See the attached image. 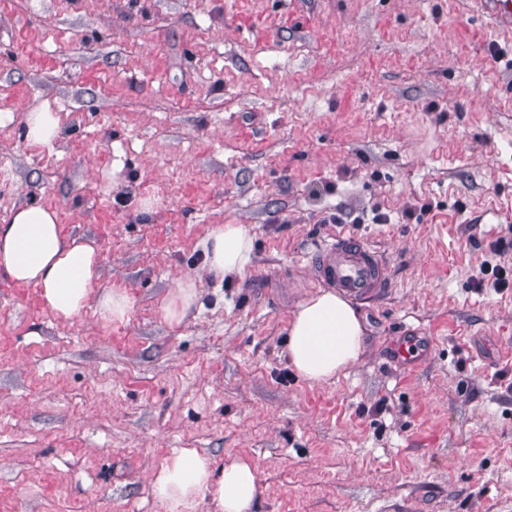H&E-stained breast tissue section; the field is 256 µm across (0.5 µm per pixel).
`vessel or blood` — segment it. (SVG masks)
I'll return each mask as SVG.
<instances>
[{"label": "vessel or blood", "instance_id": "obj_1", "mask_svg": "<svg viewBox=\"0 0 512 512\" xmlns=\"http://www.w3.org/2000/svg\"><path fill=\"white\" fill-rule=\"evenodd\" d=\"M479 4L495 25L512 27V0H479ZM315 276L355 300L378 294L388 284V268L381 256L363 241L344 235L321 249Z\"/></svg>", "mask_w": 512, "mask_h": 512}]
</instances>
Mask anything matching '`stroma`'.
<instances>
[{"label": "stroma", "mask_w": 512, "mask_h": 512, "mask_svg": "<svg viewBox=\"0 0 512 512\" xmlns=\"http://www.w3.org/2000/svg\"><path fill=\"white\" fill-rule=\"evenodd\" d=\"M1 112L0 222L56 207L134 307L63 322L0 275V512H162L178 448L248 457L255 512H512V287L478 284L512 266V27L475 0H0ZM216 224L252 261L169 326ZM340 232L389 286L311 384L288 319ZM25 140L31 146L50 147L60 135V120L48 104L24 112Z\"/></svg>", "instance_id": "obj_1"}]
</instances>
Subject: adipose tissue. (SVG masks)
I'll return each mask as SVG.
<instances>
[{
    "instance_id": "obj_1",
    "label": "adipose tissue",
    "mask_w": 512,
    "mask_h": 512,
    "mask_svg": "<svg viewBox=\"0 0 512 512\" xmlns=\"http://www.w3.org/2000/svg\"><path fill=\"white\" fill-rule=\"evenodd\" d=\"M29 145L48 147L60 135V120L49 105L24 114ZM205 262L198 276L182 279L168 295L163 317L180 325L196 306L201 278L242 273L251 261L253 240L247 225L218 224L202 242ZM101 255L95 241L65 236L58 211L40 203L13 210L0 223V273L20 287L37 286L39 299L57 318L78 317L96 303L103 321L128 319L133 300L121 288L98 289ZM364 329L351 303L333 291H319L298 305L288 321V362L312 383L329 380L359 357ZM151 489L164 512H196L209 498L216 512H252L260 493L251 461L243 456L215 465L195 448H182L154 472Z\"/></svg>"
}]
</instances>
